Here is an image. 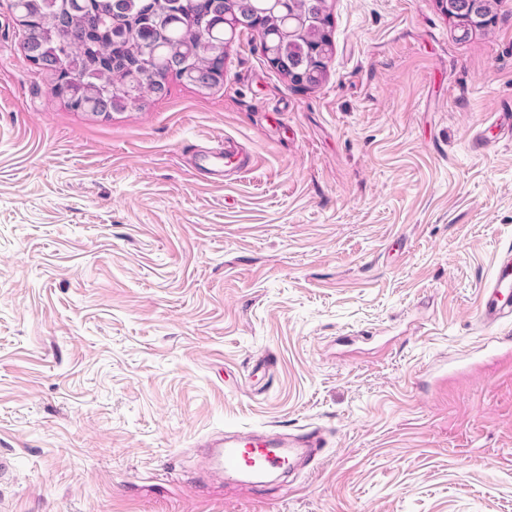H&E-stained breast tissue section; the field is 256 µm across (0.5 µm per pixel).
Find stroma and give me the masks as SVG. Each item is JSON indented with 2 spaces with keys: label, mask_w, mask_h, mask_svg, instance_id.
Masks as SVG:
<instances>
[{
  "label": "stroma",
  "mask_w": 512,
  "mask_h": 512,
  "mask_svg": "<svg viewBox=\"0 0 512 512\" xmlns=\"http://www.w3.org/2000/svg\"><path fill=\"white\" fill-rule=\"evenodd\" d=\"M0 0V512H512V369L481 288L512 247V0H328L319 89L258 39L223 84L68 110ZM229 140L213 180L191 148ZM314 426L262 488L203 441ZM438 4L447 16L448 11L459 14V17H455V19L458 21L459 30L465 33L474 31L477 21L488 18L480 16V14L484 13L483 8L488 4L486 0H476V4L471 12L457 10V0H438ZM477 9L481 10L477 13ZM490 126L477 134V143L481 148H492L504 139L512 138V108L506 112H497ZM225 143L224 139V151L221 148L211 156L210 171L219 173L222 172L223 168L224 172L227 169H235L238 172L246 171L251 164L250 155L237 147L225 146Z\"/></svg>",
  "instance_id": "1"
}]
</instances>
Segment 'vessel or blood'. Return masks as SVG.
<instances>
[{"label":"vessel or blood","mask_w":512,"mask_h":512,"mask_svg":"<svg viewBox=\"0 0 512 512\" xmlns=\"http://www.w3.org/2000/svg\"><path fill=\"white\" fill-rule=\"evenodd\" d=\"M512 138V108L498 113L489 127L477 135L480 147L488 149L502 140ZM249 154L234 146L213 153L211 169L244 171L249 168ZM483 303L480 321L488 328L503 320L512 319V249L506 250L497 263V271L482 290ZM214 463L223 474L225 482L239 483L254 476H262L287 468L291 457L301 450L318 453L323 438L317 429H302L294 433L272 431L256 437L252 435H227L216 443Z\"/></svg>","instance_id":"b4317fda"}]
</instances>
